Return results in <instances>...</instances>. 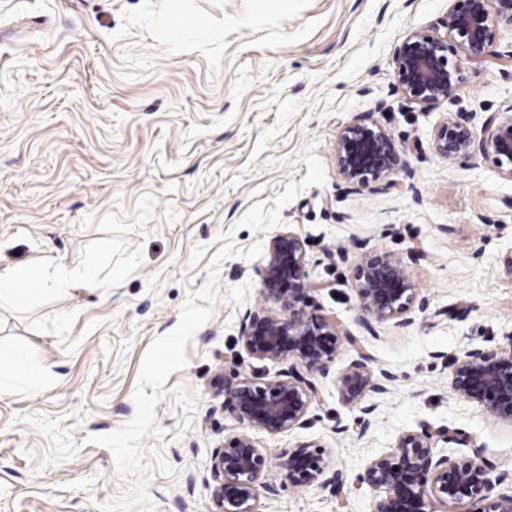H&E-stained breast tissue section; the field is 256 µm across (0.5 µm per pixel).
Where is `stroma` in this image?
<instances>
[{"label":"stroma","instance_id":"stroma-1","mask_svg":"<svg viewBox=\"0 0 512 512\" xmlns=\"http://www.w3.org/2000/svg\"><path fill=\"white\" fill-rule=\"evenodd\" d=\"M448 0H0V270L96 264L98 284L0 299V512H210L211 458L238 433L224 364L264 380L283 362L245 356L241 316L262 303L272 238L306 240L316 313L361 338L394 380L361 430L336 380L340 345L306 425L255 429L278 457L323 447L357 474L427 423L466 434L512 490V424L456 398L450 362L512 343V178L481 155L448 161L439 125L512 104V25L437 104L394 76L414 32L443 34ZM370 118L402 149L398 189L346 182L341 126ZM399 257L427 304L414 325L353 320V271ZM472 304L470 313L443 317ZM313 484L260 512H371Z\"/></svg>","mask_w":512,"mask_h":512}]
</instances>
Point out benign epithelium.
<instances>
[{"instance_id":"benign-epithelium-1","label":"benign epithelium","mask_w":512,"mask_h":512,"mask_svg":"<svg viewBox=\"0 0 512 512\" xmlns=\"http://www.w3.org/2000/svg\"><path fill=\"white\" fill-rule=\"evenodd\" d=\"M443 22L445 35L412 34L394 59V74L407 97L415 103L448 99L461 81L450 56L461 51L470 59L484 58L497 34L491 14L512 24V0H449ZM435 153L456 161L479 151L512 179V105L491 112L475 128L470 120L450 118L433 139ZM336 167L349 183L392 188V176L401 164L399 146L392 135L373 121L344 126L336 139ZM304 241L293 231L277 234L262 271V295L277 306L245 310L240 342L252 358L288 363L276 380H259L230 368L236 382L226 387L239 432L211 461L214 482L211 512H259V496H276L284 484L268 480L277 469L288 484L332 487L341 496L352 487L366 486L376 493L372 512H436L434 502L470 498L477 512H512V493H494L500 478L478 451L450 459L440 454L438 442L461 444L457 433L423 425L399 437L392 450L368 462L354 477L330 467L324 451L303 445L271 461L256 448L253 429L276 435L307 421L319 399L312 378L329 372L340 342L355 353L337 380L349 402L388 391L393 376L373 375L374 358L340 323L310 310L314 283L307 280ZM357 293L356 321L375 330L380 325L407 328L415 312L426 310L417 288L408 279L400 259L390 254H366L354 268ZM457 398L481 405L491 418L512 424V345L473 346L454 359L449 379Z\"/></svg>"}]
</instances>
